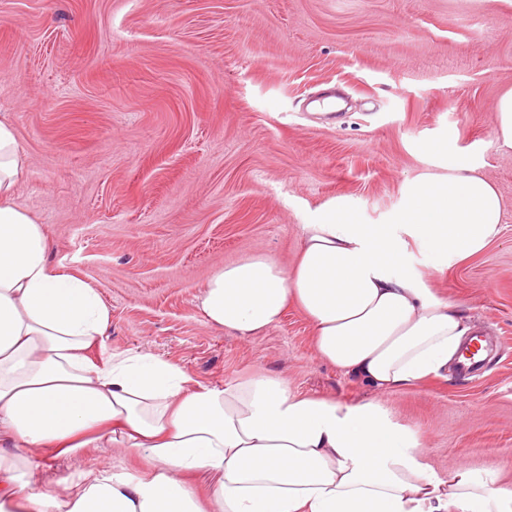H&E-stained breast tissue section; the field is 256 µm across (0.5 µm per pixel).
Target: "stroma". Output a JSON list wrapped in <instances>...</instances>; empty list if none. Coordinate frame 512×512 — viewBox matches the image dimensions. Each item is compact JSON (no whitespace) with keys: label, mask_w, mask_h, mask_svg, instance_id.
<instances>
[{"label":"stroma","mask_w":512,"mask_h":512,"mask_svg":"<svg viewBox=\"0 0 512 512\" xmlns=\"http://www.w3.org/2000/svg\"><path fill=\"white\" fill-rule=\"evenodd\" d=\"M349 98L334 123L311 101ZM512 88V0H0V113L26 156L16 202L48 258L110 313L112 351L148 353L201 384L257 374L341 403L381 399L423 436V461L512 485V149L493 109ZM451 136L503 200L482 255L410 265L492 356L377 397L324 362L297 307L250 339L206 325L224 265L296 259L300 227L343 199L365 223L405 204Z\"/></svg>","instance_id":"1"}]
</instances>
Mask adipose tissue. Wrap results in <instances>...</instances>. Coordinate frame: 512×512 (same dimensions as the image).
<instances>
[{
	"mask_svg": "<svg viewBox=\"0 0 512 512\" xmlns=\"http://www.w3.org/2000/svg\"><path fill=\"white\" fill-rule=\"evenodd\" d=\"M444 172L412 182L388 224L343 201L302 225L284 266L257 252L206 283L209 326L247 339L297 306L321 359L381 392L413 386L453 361L472 327L408 266L410 245L436 264L482 253L501 233L503 201L469 152L429 147ZM25 156L0 114V512H512V487L460 471L438 480L420 437L378 402L341 404L258 375L198 384L149 354L112 352L110 314L82 280L47 259L40 224L15 202ZM121 444L123 460L37 491L27 449L52 459ZM215 476L208 499L186 474Z\"/></svg>",
	"mask_w": 512,
	"mask_h": 512,
	"instance_id": "ef3b65f1",
	"label": "adipose tissue"
}]
</instances>
